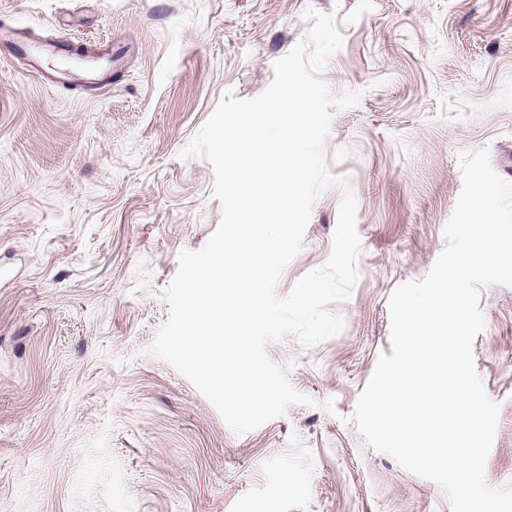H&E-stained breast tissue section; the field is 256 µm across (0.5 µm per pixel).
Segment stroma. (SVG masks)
Segmentation results:
<instances>
[{
	"instance_id": "stroma-1",
	"label": "stroma",
	"mask_w": 512,
	"mask_h": 512,
	"mask_svg": "<svg viewBox=\"0 0 512 512\" xmlns=\"http://www.w3.org/2000/svg\"><path fill=\"white\" fill-rule=\"evenodd\" d=\"M309 6L344 38L330 92L360 95L324 146L357 199L359 279L332 306L339 334L267 346L311 405L238 435L148 352L180 253L222 214L210 163L180 153L225 92L270 85ZM25 39L46 44L37 66ZM92 49L112 52L99 90L78 74ZM481 148L512 169V0H0V512H452L347 418L391 350L388 298L432 269L458 157ZM340 199L314 203L278 296L329 258ZM479 306L476 370L500 407L485 478L507 487L512 286Z\"/></svg>"
}]
</instances>
